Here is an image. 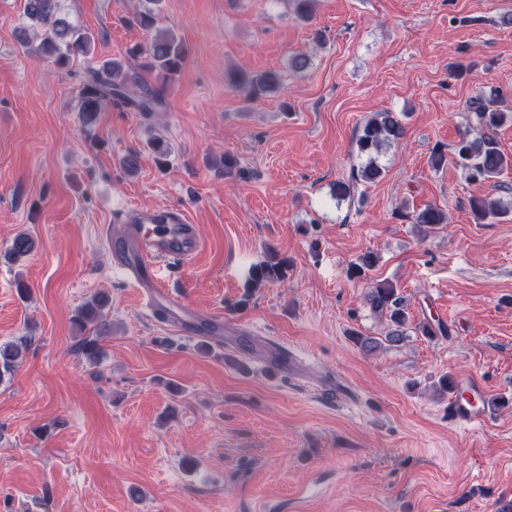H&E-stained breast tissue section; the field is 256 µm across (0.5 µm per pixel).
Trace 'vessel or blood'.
<instances>
[{
  "instance_id": "vessel-or-blood-1",
  "label": "vessel or blood",
  "mask_w": 512,
  "mask_h": 512,
  "mask_svg": "<svg viewBox=\"0 0 512 512\" xmlns=\"http://www.w3.org/2000/svg\"><path fill=\"white\" fill-rule=\"evenodd\" d=\"M110 248L119 269L141 288L147 305L180 334L194 336L202 330L218 344L224 336L236 335V328L220 313L210 315L205 327H198L195 315L181 293L161 285L158 261L181 265L203 248L196 225L189 223L183 211L139 212L134 226L123 238L111 241ZM488 408L482 386L463 380L448 403V416L461 424L480 423L485 420Z\"/></svg>"
}]
</instances>
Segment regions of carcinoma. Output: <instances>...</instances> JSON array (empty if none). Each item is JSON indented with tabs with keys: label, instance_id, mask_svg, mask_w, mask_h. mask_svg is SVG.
<instances>
[{
	"label": "carcinoma",
	"instance_id": "1",
	"mask_svg": "<svg viewBox=\"0 0 512 512\" xmlns=\"http://www.w3.org/2000/svg\"><path fill=\"white\" fill-rule=\"evenodd\" d=\"M159 2L147 0V6L129 19L130 23L152 33L147 46H135L128 51L130 56L142 59L141 63L131 66L119 59H111L88 72L80 94V111L85 121H91L97 112L114 100L145 115L163 106L162 91L179 78L188 51L173 30L157 27ZM23 16L30 21V27L20 28L17 37L26 44L29 42V28L36 29L38 44L34 48V55L39 60L64 68L75 58L92 53L93 36L62 15L60 0H24ZM227 80L247 100L252 101L275 91L281 83V74L276 71L257 74L232 71L227 74ZM490 104L491 101L481 94L471 99L468 111L475 120L476 137L462 136L452 151L455 165L475 181L495 178L512 168V159L497 148L494 138L499 127L512 123V110L492 108ZM403 134L404 126L394 112H375L368 117L357 140L358 150L366 156V161L353 172V178L365 183L379 181L384 169L376 155L382 151L383 145L399 140ZM471 212L475 223L485 224L489 220L508 216L512 213V207L496 199L479 197L471 200ZM413 223L417 224L421 236L427 237L447 223V216L441 209L427 205L416 211ZM35 247V240L30 235L19 233L4 254V260L17 263L30 255ZM284 265L283 260L270 262L256 271L254 280L278 279ZM366 301L374 312L388 315L392 327L382 340L356 333L353 335L355 345L366 354L386 344L399 345L405 339L404 327L408 318L393 283L387 280L375 283L369 289ZM107 303L105 296H93L75 314L74 326L81 332L89 325L95 326L98 331L106 330L104 309ZM27 347L26 340L0 344V377L18 368Z\"/></svg>",
	"mask_w": 512,
	"mask_h": 512
}]
</instances>
